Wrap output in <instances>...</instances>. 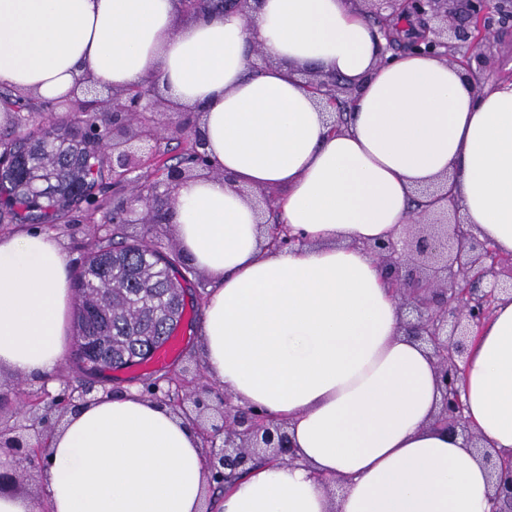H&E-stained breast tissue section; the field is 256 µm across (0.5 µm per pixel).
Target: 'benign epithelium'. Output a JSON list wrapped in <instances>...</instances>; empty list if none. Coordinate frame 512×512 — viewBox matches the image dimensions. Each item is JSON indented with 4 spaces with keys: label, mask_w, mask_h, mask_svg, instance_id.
<instances>
[{
    "label": "benign epithelium",
    "mask_w": 512,
    "mask_h": 512,
    "mask_svg": "<svg viewBox=\"0 0 512 512\" xmlns=\"http://www.w3.org/2000/svg\"><path fill=\"white\" fill-rule=\"evenodd\" d=\"M372 8L366 11L384 24L380 32L392 42V30L385 21L406 13L421 21V38L434 47L446 48L448 62L462 68L479 89L485 79L496 31L490 18L494 15L512 20V0H368ZM339 81L335 76L319 73L307 81V86L324 106L334 112L346 109L349 99L336 95ZM162 103L156 89L137 98L128 90L112 91V100L103 113L111 117L109 130L133 124L132 116L156 112ZM197 130L181 124L160 128L150 121H138L133 135L125 141H112V169L128 180L132 191L123 197L122 217L126 224H161L165 216L149 206V201L161 190L175 192L179 183L190 177L192 169L176 166L159 174L158 183L144 185L140 171L146 159L132 146L151 150L159 148L161 140H195V151L203 149ZM448 208L440 211L414 210L408 231L398 239L367 243L364 249L377 261L385 273L389 288L405 312L402 327L405 335L430 349L435 365L438 389L441 392L437 422L448 430L464 436L492 473L499 475L492 496V512H512V454L499 455L470 430L464 416L460 382L468 347L478 328L489 318L493 309L506 297L512 300V280H501L503 268L512 266V257L501 255L487 240H482L470 224L461 220L451 194ZM268 245L274 249H294L303 244L286 224L268 225ZM172 389L160 403L178 414L193 413L202 439V447L211 449L207 468L227 477L247 467L250 461L262 457L291 465L296 461L291 448L288 423L264 421L266 413L233 403L224 396V404L206 406L200 396L194 401L181 395L196 388L186 372H180L170 383ZM47 393L36 392L20 406L12 424L0 421V447L9 445L23 449L31 458L47 454L52 436L42 418V406ZM224 435V447L218 449L215 437Z\"/></svg>",
    "instance_id": "obj_1"
}]
</instances>
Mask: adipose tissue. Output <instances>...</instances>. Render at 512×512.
<instances>
[{
    "mask_svg": "<svg viewBox=\"0 0 512 512\" xmlns=\"http://www.w3.org/2000/svg\"><path fill=\"white\" fill-rule=\"evenodd\" d=\"M356 0H257L249 15L179 19L176 0H0V86L34 97L98 85L159 86L201 113L220 176L175 190L183 255L212 282L201 329L207 375L290 425L299 465L260 464L223 512H490L486 468L431 426L427 350L362 243L397 238L415 191L450 176L475 233L512 254V81L481 89L442 55L384 62ZM269 63L249 65L253 46ZM313 66L351 84L332 120L299 80ZM277 188L268 247L240 188ZM68 255L39 231L0 235V370L52 381L67 350ZM466 416L512 450V301L471 347ZM47 498L0 492V512H203L195 426L136 391L80 407L47 452ZM268 245L274 249H294L303 244L302 238L291 233L288 225L268 224Z\"/></svg>",
    "mask_w": 512,
    "mask_h": 512,
    "instance_id": "obj_1",
    "label": "adipose tissue"
}]
</instances>
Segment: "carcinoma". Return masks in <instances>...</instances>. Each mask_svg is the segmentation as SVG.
I'll use <instances>...</instances> for the list:
<instances>
[{"mask_svg": "<svg viewBox=\"0 0 512 512\" xmlns=\"http://www.w3.org/2000/svg\"><path fill=\"white\" fill-rule=\"evenodd\" d=\"M0 107L13 113L0 130V224L69 222L85 212L89 221L102 214L87 243L85 262L74 285L78 336L72 362L87 379L94 360L118 367L145 362L141 348L162 347L176 332L175 308L182 280L189 293L205 288L180 251L156 245L148 233L132 237L112 213L107 192L118 184L106 152V119L92 102L64 116L33 110L47 107L0 88Z\"/></svg>", "mask_w": 512, "mask_h": 512, "instance_id": "1", "label": "carcinoma"}]
</instances>
